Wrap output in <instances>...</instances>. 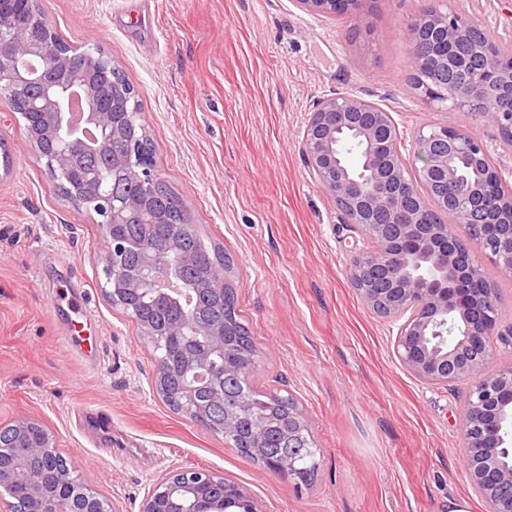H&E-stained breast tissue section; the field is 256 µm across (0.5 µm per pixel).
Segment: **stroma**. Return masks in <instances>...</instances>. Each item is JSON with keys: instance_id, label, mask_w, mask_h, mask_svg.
I'll return each mask as SVG.
<instances>
[{"instance_id": "obj_1", "label": "stroma", "mask_w": 512, "mask_h": 512, "mask_svg": "<svg viewBox=\"0 0 512 512\" xmlns=\"http://www.w3.org/2000/svg\"><path fill=\"white\" fill-rule=\"evenodd\" d=\"M76 47L112 57L143 107L157 168L205 237L254 336L265 387L290 395L320 449L312 485L240 457L174 413L152 346L103 290L95 213L51 193L24 121L0 102L11 162L0 171V424L33 419L117 512H140L149 484L190 468L234 478L262 512H488L466 477L461 411L470 384L429 385L399 363L398 325L349 281L369 244L310 174L304 131L324 99L355 93L391 113L407 165L416 134H478L503 175L512 143L472 112L414 90L407 19L431 0H369L357 20L296 0H44ZM512 36V0H445ZM86 300L82 331H60Z\"/></svg>"}]
</instances>
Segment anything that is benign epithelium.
I'll return each instance as SVG.
<instances>
[{
	"label": "benign epithelium",
	"mask_w": 512,
	"mask_h": 512,
	"mask_svg": "<svg viewBox=\"0 0 512 512\" xmlns=\"http://www.w3.org/2000/svg\"><path fill=\"white\" fill-rule=\"evenodd\" d=\"M370 0H297L304 11L321 16L342 13L360 16ZM27 0L23 12L12 0H0V90L11 98H28V107L41 115L38 128L25 127V142L53 174H70L89 155L102 156L112 172H123L141 183H154L157 168L133 160L130 153L112 151V141L127 127L125 105L136 95L122 81L120 69L107 56L102 74H112V91H101L84 73L68 45L55 42L50 26ZM477 31L482 39V59L460 66L464 56L459 38ZM410 63L419 76L415 90L428 103L447 112H470L483 100L480 116L498 126L512 141V108H500L495 98L512 100V48L482 27L475 16L439 6L412 15L405 24ZM395 126L389 112L355 94L323 100L308 121L305 137L307 165L315 179L338 203L345 223L374 243L358 257L350 281L366 306L376 315L402 321L394 341L401 365L421 381L440 385L470 380L471 389L461 412L466 447L467 476L473 490L488 504L489 512H512V455L504 430L512 421V362L493 374L484 373L494 357L491 337L499 332L500 310L496 289L480 282L476 252L490 254L512 270V189L494 199V206L509 214L506 224H496L478 210L476 201L492 183L504 184L501 170L491 160L487 146L473 132L451 124L419 131L426 148L417 155L416 178H411L399 152ZM357 153L359 170L347 163ZM431 184L452 199L448 223L429 224L423 213L407 202L416 184ZM107 228L144 215L143 205L130 200L98 203ZM103 256L106 295L121 301L127 292L150 293L177 301L182 290L172 287L173 273L192 262L187 254L162 258L143 253V278L127 280L116 274L114 263L127 246L118 232H108ZM183 324L162 330L143 328L155 346L160 337L178 336ZM209 351L186 367L178 402L192 419L205 414L198 402L201 389L209 401L224 400V390L209 386L214 371L211 355L224 356V327L206 324ZM15 443L0 448V482L8 479L22 487L44 512H111L108 500L91 489L68 465L59 482L48 487L34 461L51 455L54 441L37 422L13 426ZM308 422L298 413L288 428V446L308 447ZM210 471L183 469L166 473L144 494L140 512H224L227 502L202 491L222 481ZM227 498L245 512H262L258 502L240 486Z\"/></svg>",
	"instance_id": "benign-epithelium-1"
}]
</instances>
